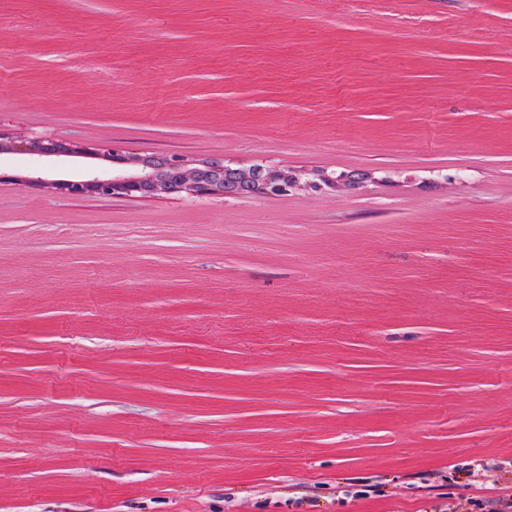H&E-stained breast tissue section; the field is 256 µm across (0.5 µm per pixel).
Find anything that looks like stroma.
Masks as SVG:
<instances>
[{
  "mask_svg": "<svg viewBox=\"0 0 512 512\" xmlns=\"http://www.w3.org/2000/svg\"><path fill=\"white\" fill-rule=\"evenodd\" d=\"M0 133L371 174L0 154V512H439L512 460V0H0ZM173 167L180 172V177L176 181H160L155 177L154 166L147 158L137 161L142 166V171L138 176H127L123 170H113L110 174L97 175L89 179L74 182L66 179H57L52 181L51 187L57 194L64 196L95 194L112 197H150L160 195H171L186 193L191 196H231L224 189V181L228 177L227 167L222 161H211L199 166L189 167L179 160L171 159ZM216 173L208 171L206 168H214L220 172V177ZM234 169L241 179L254 180L249 168L235 167ZM350 175H336L335 172L327 171L296 173L267 167L263 175L250 184L255 194L281 195L302 190L317 181L329 188H336L338 185L347 187L351 184Z\"/></svg>",
  "mask_w": 512,
  "mask_h": 512,
  "instance_id": "stroma-1",
  "label": "stroma"
}]
</instances>
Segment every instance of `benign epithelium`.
Instances as JSON below:
<instances>
[{
    "mask_svg": "<svg viewBox=\"0 0 512 512\" xmlns=\"http://www.w3.org/2000/svg\"><path fill=\"white\" fill-rule=\"evenodd\" d=\"M15 148L34 151L40 156L57 160L81 155H106L111 159L117 158L112 149L104 145H76L47 138H37L28 143L20 142ZM138 164L142 166L138 176H129L125 171L116 169L109 174L97 175L78 182L57 179L51 182V187L56 193L64 196L95 194L112 197H150L181 193L191 196L229 195L224 189V177L220 176L205 183L198 177V167H189L179 160L173 164L180 172V177L176 181L158 180L154 174V166L147 158L138 160ZM235 171L241 179L251 181L252 190L257 194H290L317 181L329 188L338 185L346 187L350 184L349 175H337L327 171L296 173L268 167L256 180L248 168L237 167Z\"/></svg>",
    "mask_w": 512,
    "mask_h": 512,
    "instance_id": "7a95c632",
    "label": "benign epithelium"
}]
</instances>
